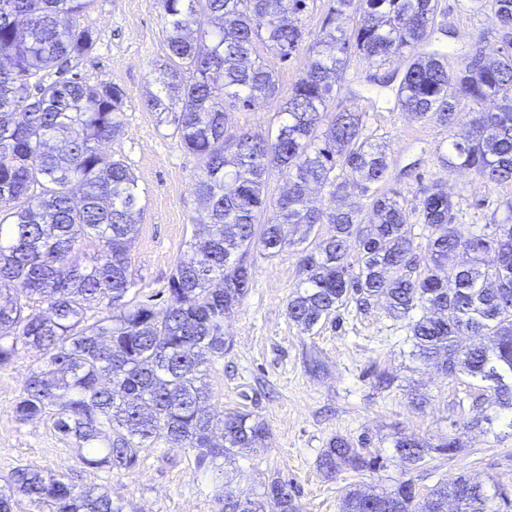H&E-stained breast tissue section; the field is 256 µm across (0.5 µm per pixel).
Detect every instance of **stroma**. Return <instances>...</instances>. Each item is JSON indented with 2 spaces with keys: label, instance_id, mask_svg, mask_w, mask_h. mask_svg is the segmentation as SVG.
<instances>
[{
  "label": "stroma",
  "instance_id": "35a3bbf8",
  "mask_svg": "<svg viewBox=\"0 0 512 512\" xmlns=\"http://www.w3.org/2000/svg\"><path fill=\"white\" fill-rule=\"evenodd\" d=\"M328 7L329 0H314L313 9L301 18L304 39L298 50L287 62L271 59L283 88H291L307 71ZM89 21L98 42L80 68L82 77L118 84L128 96L123 129L103 149L123 160L138 184L141 214L131 260L135 291L144 298L165 292L170 273L189 247L198 216L199 164L174 136L173 124L142 105L146 91H159L155 69L168 53L158 0H93ZM436 21L454 33L448 41L449 68H457L477 39H484V51L491 56L501 46L491 8L474 13L464 0H440ZM405 68V58L398 56L380 67L352 57L329 109L362 113L365 135L383 143L392 161L385 187L399 192L406 209L416 206L424 188L434 187L452 197L462 230L479 232L492 216L502 215L504 201L512 199V183H486L473 172L442 166L439 150L467 134L472 105L461 101L449 129L412 119L397 107L394 87L370 81L374 75L401 77ZM278 109V102L259 100L251 109L228 111V130L267 134ZM302 233V227L291 228V246L275 257L252 253V286L224 320L232 348L208 371L214 411L249 412L268 429L263 449L236 458V492L261 493L264 483L278 477L291 487L303 512H341L346 490L360 479L348 470L330 479L318 469L317 458L329 440L344 436L362 441L370 452L387 457L386 469L369 481L388 486L404 473L393 448L395 437L402 434L430 445L447 435L459 440L453 458H433L428 472L417 476L421 491L461 475L487 486L495 480L512 486V412H501L489 423H473L467 407L470 397H480L489 407L492 391L467 376L450 379L434 365L412 358L406 323L391 317L384 299H374L364 312L342 310L338 319L309 333L289 321L288 300L305 277ZM311 351L323 362L316 376L305 367ZM42 359L37 349L24 347L11 366L0 369L2 477L20 465L46 474L76 466L73 441L59 434L51 419L23 424L13 416L31 369ZM381 371L395 378L389 389L375 386ZM413 392L427 397L423 411L410 406ZM79 484L107 489L126 512L216 510L204 483L195 477L194 451L171 448L161 440L141 452L135 470L88 469Z\"/></svg>",
  "mask_w": 512,
  "mask_h": 512
}]
</instances>
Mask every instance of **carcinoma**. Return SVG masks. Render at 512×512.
Segmentation results:
<instances>
[{"label":"carcinoma","mask_w":512,"mask_h":512,"mask_svg":"<svg viewBox=\"0 0 512 512\" xmlns=\"http://www.w3.org/2000/svg\"><path fill=\"white\" fill-rule=\"evenodd\" d=\"M332 0L305 76L282 95L275 70L257 54L262 46L284 62L299 47V16L310 0H159L168 54L159 66L161 91L144 107L163 113L179 107L174 132L194 155L200 173V214L190 250L167 283V306L127 299L135 287L130 248L140 214L135 177L101 150L124 124L127 95L112 82L89 83L82 62L95 49L88 22L91 0H0V368L19 347L44 352L14 405L27 423L53 418L74 440L77 465L131 471L140 452L163 438L172 448L195 451V475L218 512H301L288 484L274 477L253 497L236 493L234 470L243 451L263 447L265 423L242 411L209 410L207 372L230 348L226 311L251 288V249L273 257L290 246L288 226L330 225L303 259L306 278L289 298L288 319L311 332L350 303L366 311L383 295L389 314L406 319L411 355L434 362L448 377L490 383L499 409L512 411V201L491 232L465 234L454 223L448 194L426 190L415 206L428 235L416 252L409 213L397 195L370 196L372 220L351 192L366 193L388 178L381 144L362 137V114L328 111L333 83L354 55L382 64L408 55L399 81L398 107L448 129L461 100L473 104L471 134L439 155L448 169L475 172L488 183H512V0H490L502 50L484 58L473 48L448 71V56L433 45L447 29L436 26L438 0ZM213 30L196 28L197 16ZM280 100L274 137L228 132L227 110L259 100ZM495 103L487 109V102ZM347 170L339 181L336 167ZM288 178V194L268 217L265 189L272 174ZM333 187L330 212L308 206L310 186ZM93 238L99 255L84 265L77 243ZM357 244L350 257L351 243ZM471 255L456 262L459 252ZM502 265L484 263L489 253ZM106 303L110 315L91 322L86 311ZM421 311L418 316L415 311ZM465 334L487 343L457 344ZM413 472L432 452L448 457L458 443L445 437L428 446L413 436L394 443ZM326 476L359 475L384 467L364 443L331 439L318 457ZM25 498L38 512H124L106 492L76 490L71 477L45 476L19 466L0 485V512ZM501 512L505 485L488 490L464 476L422 494L413 478L391 487L349 489L343 512Z\"/></svg>","instance_id":"obj_1"}]
</instances>
